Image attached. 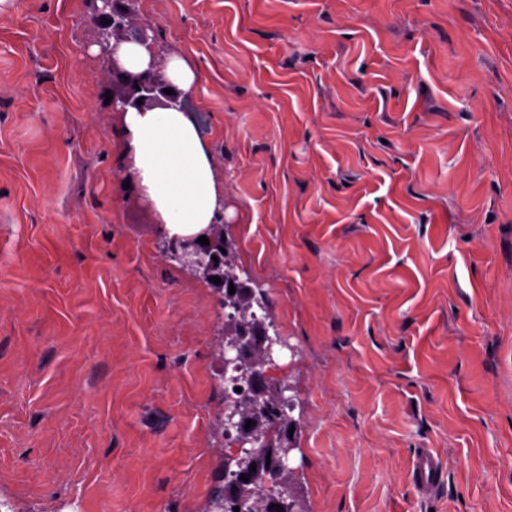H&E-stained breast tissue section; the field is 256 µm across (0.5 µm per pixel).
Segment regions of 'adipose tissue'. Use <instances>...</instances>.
<instances>
[{"label":"adipose tissue","instance_id":"ef3b65f1","mask_svg":"<svg viewBox=\"0 0 512 512\" xmlns=\"http://www.w3.org/2000/svg\"><path fill=\"white\" fill-rule=\"evenodd\" d=\"M126 153L138 190L153 203L172 235L195 233L213 222L222 190L209 154L184 113L129 110Z\"/></svg>","mask_w":512,"mask_h":512}]
</instances>
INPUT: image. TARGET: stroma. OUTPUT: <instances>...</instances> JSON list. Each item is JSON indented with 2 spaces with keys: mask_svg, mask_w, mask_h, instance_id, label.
<instances>
[{
  "mask_svg": "<svg viewBox=\"0 0 512 512\" xmlns=\"http://www.w3.org/2000/svg\"><path fill=\"white\" fill-rule=\"evenodd\" d=\"M121 7L196 73L215 221L297 349L305 512H512V0ZM92 17L0 10V504L209 512L221 297L129 184ZM443 466L431 448H419L411 466V482L421 498L432 497L442 478Z\"/></svg>",
  "mask_w": 512,
  "mask_h": 512,
  "instance_id": "obj_1",
  "label": "stroma"
}]
</instances>
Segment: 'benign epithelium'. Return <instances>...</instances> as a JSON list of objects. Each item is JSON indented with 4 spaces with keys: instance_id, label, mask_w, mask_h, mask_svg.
I'll return each mask as SVG.
<instances>
[{
    "instance_id": "benign-epithelium-1",
    "label": "benign epithelium",
    "mask_w": 512,
    "mask_h": 512,
    "mask_svg": "<svg viewBox=\"0 0 512 512\" xmlns=\"http://www.w3.org/2000/svg\"><path fill=\"white\" fill-rule=\"evenodd\" d=\"M93 12L96 21L95 42L103 55L112 62L114 77L121 80L123 90L112 96V111L124 112L129 108L139 111L145 110V106L155 98L157 86L152 79L154 71L161 66L162 59L158 54L153 38L146 33H139L128 38H113V34L124 27L125 14L115 7V0H92ZM109 24H103L104 20ZM126 43H134L142 48L150 57L149 67L140 72H131L122 64L121 48ZM166 88L172 90V94L164 95L162 107L173 109L191 116L185 104V95L178 87L169 82ZM205 236L209 244L202 245L198 239ZM224 247V235L218 229V225L209 224L201 231L179 238L178 247L173 250V256L185 267L204 280L212 277L221 279L219 287L236 282V277L224 272L220 264H215L212 256H220ZM276 339L268 333L260 336L230 335L224 338V352L234 353V357H224V361L234 359L240 362L239 368L245 376L254 384L259 393L267 397L268 408H274L284 397L287 391L281 383H275L269 379L268 357L272 345ZM288 427L279 430L270 427L253 434L251 441L257 448L250 453L252 462L256 468L264 472L269 483H278L280 475L285 468V460L293 456L295 444L289 436Z\"/></svg>"
}]
</instances>
